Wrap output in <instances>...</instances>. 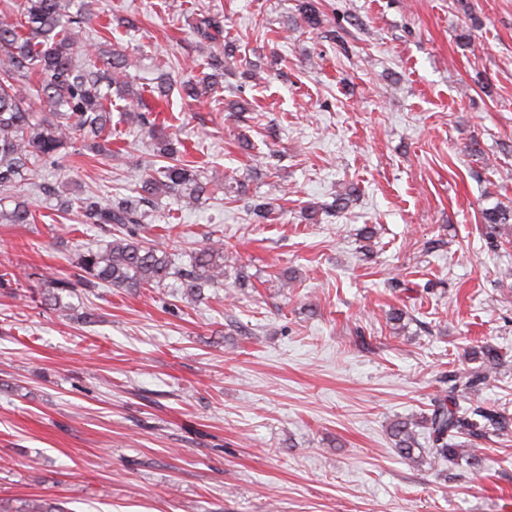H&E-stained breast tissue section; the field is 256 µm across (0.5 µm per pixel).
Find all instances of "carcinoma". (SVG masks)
<instances>
[{
    "mask_svg": "<svg viewBox=\"0 0 512 512\" xmlns=\"http://www.w3.org/2000/svg\"><path fill=\"white\" fill-rule=\"evenodd\" d=\"M303 23L320 24L316 0H302ZM99 0H21L18 13L0 19V190L11 192L26 179L39 177L40 168L54 162L80 135L91 140L89 149L107 156L112 149V99L121 101L123 120L147 133L156 156L172 163L142 171L139 197L67 198L64 189L49 190L61 200L60 210L77 209L91 224L113 229L112 240L102 247H86L78 253L77 280L53 278V287L67 291L78 285L97 288L105 283L114 288L138 290L157 288L176 275L182 287L196 295L205 286L224 281V242L220 239L197 249L190 269L173 268L167 247L146 243L138 230L152 218L153 202L174 196L185 207L198 205L206 194V184L194 168L184 163V143L166 128L152 121L144 100V90L135 85L128 72L125 50L84 47L83 39L91 21L98 16ZM193 29L200 41L224 42V57H210L209 72L183 84L185 98L196 101L211 93L224 75L225 59L233 49L224 41L223 20L198 14ZM484 237L494 248L512 233V207L497 204L482 210ZM33 210L25 200L14 199L10 209L0 207L1 224H32ZM479 366L448 375V391L434 400L422 420H397L390 427L394 448L404 459H428L433 464H459L480 469L482 459L472 449L459 447L462 435L480 437L488 428H508L509 418L496 409L479 404L463 407L461 397H479L488 384L502 354L491 345L465 352ZM427 432V446L419 441L417 427ZM0 512H68L60 502L32 498L13 508L0 503Z\"/></svg>",
    "mask_w": 512,
    "mask_h": 512,
    "instance_id": "1",
    "label": "carcinoma"
}]
</instances>
